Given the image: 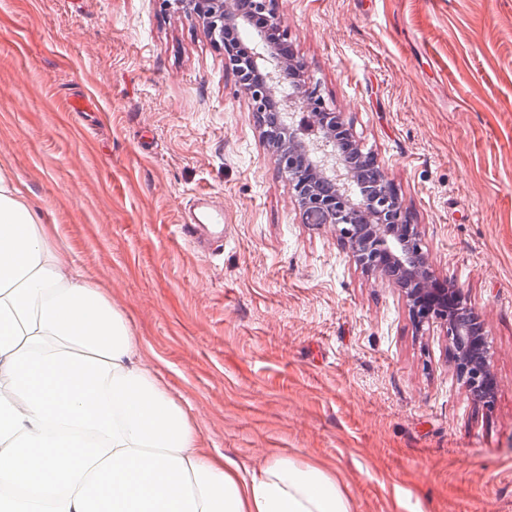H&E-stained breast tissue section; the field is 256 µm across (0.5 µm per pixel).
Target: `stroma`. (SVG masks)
<instances>
[{
    "mask_svg": "<svg viewBox=\"0 0 512 512\" xmlns=\"http://www.w3.org/2000/svg\"><path fill=\"white\" fill-rule=\"evenodd\" d=\"M463 288L499 380L457 379L441 327L309 218L202 24L162 0H0V166L124 312L199 430L252 469L318 463L353 512H512V0H276ZM90 104L76 112L73 99ZM224 250L182 237L195 195Z\"/></svg>",
    "mask_w": 512,
    "mask_h": 512,
    "instance_id": "35a3bbf8",
    "label": "stroma"
}]
</instances>
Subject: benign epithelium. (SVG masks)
I'll list each match as a JSON object with an SVG mask.
<instances>
[{
    "mask_svg": "<svg viewBox=\"0 0 512 512\" xmlns=\"http://www.w3.org/2000/svg\"><path fill=\"white\" fill-rule=\"evenodd\" d=\"M163 3L189 11L203 24L212 43L224 50V63L235 72L256 116L276 100L278 88H291L285 98L286 112L261 129L300 207L336 226L357 267L400 291L416 329L437 324L445 330L457 378L475 401L492 406L497 378L477 308L462 289L432 270L418 225L406 223L391 186L365 185L359 193L351 191L359 183L362 150L343 114L328 109L317 91L301 79L304 64L288 51L270 0ZM241 24L257 31L262 51L243 45L238 35Z\"/></svg>",
    "mask_w": 512,
    "mask_h": 512,
    "instance_id": "obj_1",
    "label": "benign epithelium"
}]
</instances>
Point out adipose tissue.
Listing matches in <instances>:
<instances>
[{"instance_id": "1", "label": "adipose tissue", "mask_w": 512, "mask_h": 512, "mask_svg": "<svg viewBox=\"0 0 512 512\" xmlns=\"http://www.w3.org/2000/svg\"><path fill=\"white\" fill-rule=\"evenodd\" d=\"M0 512H353L321 467L198 447L125 314L0 168Z\"/></svg>"}]
</instances>
